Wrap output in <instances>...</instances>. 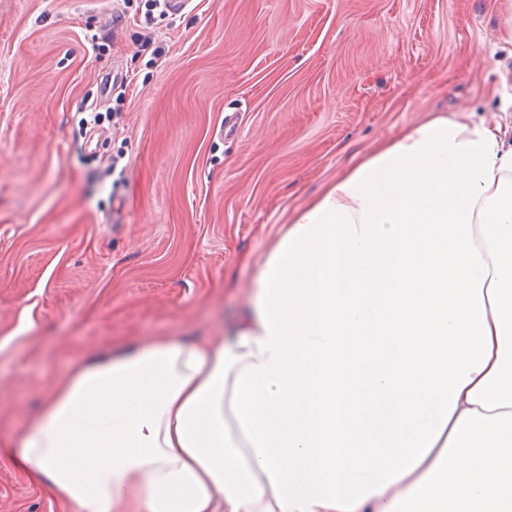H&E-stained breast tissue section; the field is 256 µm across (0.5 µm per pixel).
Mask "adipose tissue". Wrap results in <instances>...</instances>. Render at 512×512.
<instances>
[{
	"instance_id": "ef3b65f1",
	"label": "adipose tissue",
	"mask_w": 512,
	"mask_h": 512,
	"mask_svg": "<svg viewBox=\"0 0 512 512\" xmlns=\"http://www.w3.org/2000/svg\"><path fill=\"white\" fill-rule=\"evenodd\" d=\"M14 446L68 512H512V143L403 127L296 210L231 339L93 358Z\"/></svg>"
}]
</instances>
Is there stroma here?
Segmentation results:
<instances>
[{"mask_svg": "<svg viewBox=\"0 0 512 512\" xmlns=\"http://www.w3.org/2000/svg\"><path fill=\"white\" fill-rule=\"evenodd\" d=\"M507 2L192 0L148 26L145 0H0V512H66L13 442L69 369L227 337L295 210L400 128L512 124Z\"/></svg>", "mask_w": 512, "mask_h": 512, "instance_id": "1", "label": "stroma"}]
</instances>
